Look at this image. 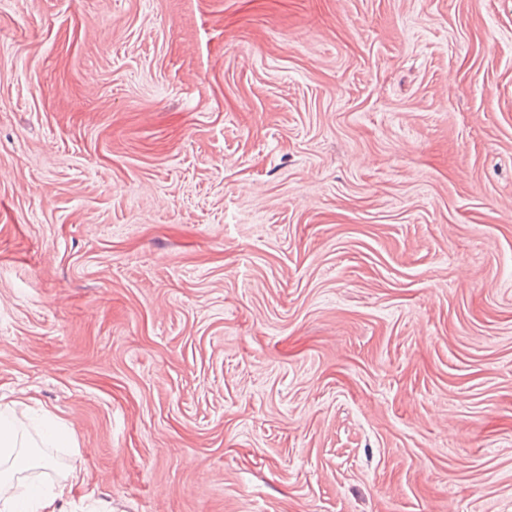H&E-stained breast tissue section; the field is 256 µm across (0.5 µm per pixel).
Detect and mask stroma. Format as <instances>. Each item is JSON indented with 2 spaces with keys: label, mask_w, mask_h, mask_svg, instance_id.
Returning <instances> with one entry per match:
<instances>
[{
  "label": "stroma",
  "mask_w": 512,
  "mask_h": 512,
  "mask_svg": "<svg viewBox=\"0 0 512 512\" xmlns=\"http://www.w3.org/2000/svg\"><path fill=\"white\" fill-rule=\"evenodd\" d=\"M65 512H512V0H0V405Z\"/></svg>",
  "instance_id": "stroma-1"
}]
</instances>
